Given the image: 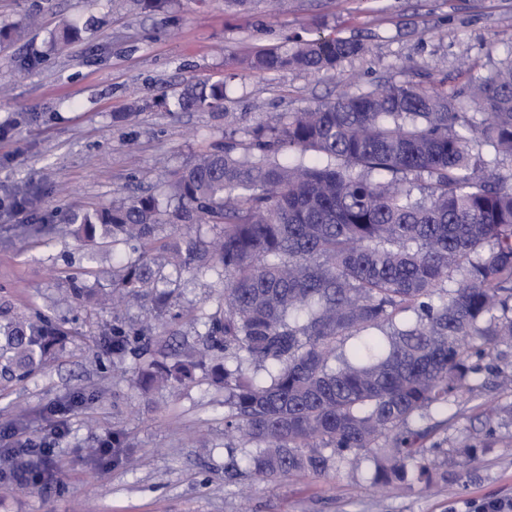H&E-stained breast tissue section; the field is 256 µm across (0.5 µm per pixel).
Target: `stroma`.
<instances>
[{
  "instance_id": "obj_1",
  "label": "stroma",
  "mask_w": 512,
  "mask_h": 512,
  "mask_svg": "<svg viewBox=\"0 0 512 512\" xmlns=\"http://www.w3.org/2000/svg\"><path fill=\"white\" fill-rule=\"evenodd\" d=\"M27 37L0 48V302L30 313L51 310L74 334L68 353L42 372L0 390V448L48 436V405L83 393L67 414L38 494L0 480V512H474L512 501V418L485 419L498 403L488 373L471 399L449 402L441 422L438 486L426 494L370 487V460L339 464L325 479L297 476L278 485L244 478L229 485L224 467L245 449L224 446V393L205 378L178 393L140 395L128 373L133 355L108 359L115 320L147 328L152 346L181 338L202 344L201 326L170 324L151 301L81 308L59 300L74 270L88 285L112 276V255L88 259L69 237L46 243L15 235L20 224H58L72 209L120 205L161 194L169 172L198 153L271 118L345 92L413 79L455 77L462 58L478 72L499 66L512 44V0H288L282 12L266 0L243 11L224 0H173L168 10H130L119 0H0V23H27ZM86 29L84 39L49 50L61 21ZM356 37L363 51L334 73L298 70L257 74L243 59L255 50L317 35ZM225 80L228 99L213 111L168 112L162 94L190 81ZM21 113L28 124L12 127ZM41 198L38 211L17 212L14 187ZM174 309L213 312L222 284L214 272L178 273L158 266ZM112 442L103 460L89 448ZM473 449L469 473L457 465Z\"/></svg>"
}]
</instances>
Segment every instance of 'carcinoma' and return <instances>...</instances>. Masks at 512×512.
Wrapping results in <instances>:
<instances>
[{
    "mask_svg": "<svg viewBox=\"0 0 512 512\" xmlns=\"http://www.w3.org/2000/svg\"><path fill=\"white\" fill-rule=\"evenodd\" d=\"M25 29L0 25V46ZM364 50L318 36L257 51L250 70L335 72ZM345 93L245 133L169 174L166 199L72 210L20 234L72 237L89 252L134 255L110 287L70 277L66 300L168 293L152 252L175 270L220 267L224 291L203 321L206 351L185 344L140 357L136 387L175 392L205 370L224 389V447L253 448L225 477L279 484L324 479L336 463L374 461L371 485L428 489L433 408L474 392L484 358L512 342V51L484 76ZM224 82H189L160 100L173 112L224 107ZM295 152L282 164L278 155ZM207 224L213 237L199 228ZM172 228L156 246L157 231ZM144 332L112 324L123 356ZM68 332L42 312L0 305V382L59 357ZM266 374L262 380L248 369ZM489 389L512 396V371Z\"/></svg>",
    "mask_w": 512,
    "mask_h": 512,
    "instance_id": "carcinoma-1",
    "label": "carcinoma"
}]
</instances>
